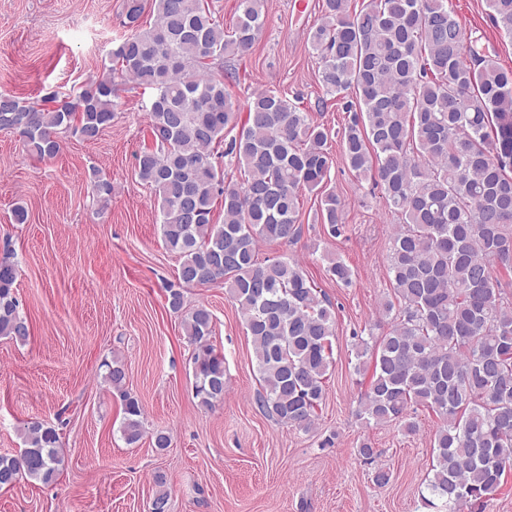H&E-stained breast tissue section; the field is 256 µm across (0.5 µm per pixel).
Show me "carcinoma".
<instances>
[{"label":"carcinoma","instance_id":"1","mask_svg":"<svg viewBox=\"0 0 512 512\" xmlns=\"http://www.w3.org/2000/svg\"><path fill=\"white\" fill-rule=\"evenodd\" d=\"M351 2L321 0L308 42L325 94L350 113L340 135L349 169L403 220L388 247L391 294L380 303L389 328L355 336V370L366 377L356 416L414 435L418 408L434 414L426 489L448 512H481L512 470V282L503 281L512 273V68L468 34L446 0H368L358 10ZM486 3L512 39V0ZM123 10L128 34L97 79L36 101L0 93V130L51 158L65 137L91 141L112 123L115 79L156 90L136 174L158 195L163 241L180 260L166 302L193 347L195 398L203 407L224 400V353L212 340V311L188 302L186 290L221 281L251 336L257 404L278 424L311 432L333 365L331 303L297 259L260 263L257 250L300 239L305 189L319 190L321 223L340 233L342 202L328 187L331 130L298 96L264 89L240 100L226 90L224 57L251 53L267 0H238L227 24L213 0H124ZM221 159L241 178L225 180ZM89 189L106 201L112 180L95 170ZM326 272L351 281L340 259H328ZM18 275L4 254L0 337L25 344ZM102 366L121 401L123 439L135 445L143 405L127 388L125 362ZM20 432L25 456L0 455V489L56 481L65 466L57 430L35 420ZM155 484L150 512H170L164 477Z\"/></svg>","mask_w":512,"mask_h":512}]
</instances>
